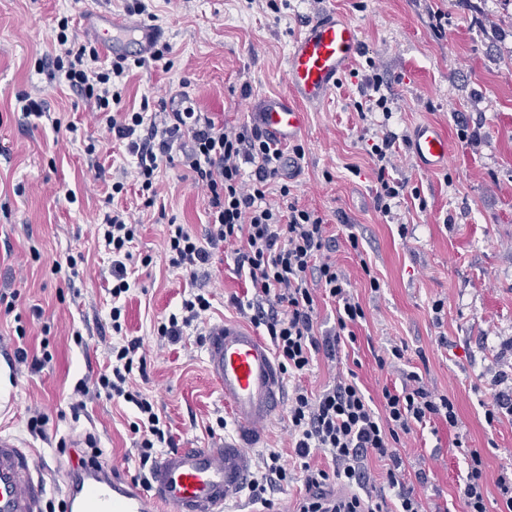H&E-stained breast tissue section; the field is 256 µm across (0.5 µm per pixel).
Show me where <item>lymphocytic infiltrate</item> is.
<instances>
[{
    "label": "lymphocytic infiltrate",
    "instance_id": "lymphocytic-infiltrate-1",
    "mask_svg": "<svg viewBox=\"0 0 512 512\" xmlns=\"http://www.w3.org/2000/svg\"><path fill=\"white\" fill-rule=\"evenodd\" d=\"M70 23L66 16L59 20L48 64L73 92L93 103L98 123L126 141L145 207L156 203L161 166L174 161L189 168L195 184L207 194L209 221L203 236L185 225L168 224L165 243L170 266L197 272L209 264L213 247L235 244V270L249 281L252 295L247 300L235 296L231 302L242 317L265 328L284 376L306 374L316 354L332 359L340 346L355 344L354 328L364 320L365 311L347 276L330 257L336 238L329 235L326 219L301 206L288 184L281 183L277 199L268 197L271 181L281 176L283 152L278 145L259 127L216 124L193 103L159 117L126 110L124 80L131 69L127 58L113 59L110 69H98L96 46L70 37ZM396 152V138L389 134L370 148L378 182L374 204L385 215L406 189L405 183L388 177ZM246 162L254 167L248 178L242 172ZM138 231L127 211L117 208L96 227L97 236L112 249L110 319L119 340L112 345L106 369L77 382L69 408L75 420L90 397L120 399L135 408L130 430L139 463L133 479L145 485L158 449L174 447L175 442L166 420L139 386L147 376L143 343L123 334L119 301L130 290L127 263L133 255L129 246ZM323 297L337 305L336 329L326 336L317 335L315 329L317 305ZM210 307L205 294L190 295L180 312L159 322L158 336L171 343L180 341L187 328L203 323ZM437 421L458 428L455 403L429 389L415 371L406 373L401 387H383L377 404L366 397L351 369L339 373L334 384L320 392L295 386L288 398V428L305 488L295 512H442L439 505L424 501L405 484L404 460L398 451L404 437ZM317 454L330 460L329 468L312 464ZM466 456V482L460 490L464 512H487L484 458L476 449L467 450ZM373 458L388 463L380 478L395 489V505L368 492L377 478L369 468ZM288 479L280 453L271 450L262 455L249 487L263 495L264 506L270 508L274 502L267 498V491ZM332 484L347 488V495L330 498L326 489Z\"/></svg>",
    "mask_w": 512,
    "mask_h": 512
}]
</instances>
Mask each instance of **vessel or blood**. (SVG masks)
I'll return each instance as SVG.
<instances>
[{"label":"vessel or blood","mask_w":512,"mask_h":512,"mask_svg":"<svg viewBox=\"0 0 512 512\" xmlns=\"http://www.w3.org/2000/svg\"><path fill=\"white\" fill-rule=\"evenodd\" d=\"M91 22L106 53L149 57L155 31L125 17L94 13ZM361 46L358 27L332 11L307 25L286 57L288 92L263 100L254 118L274 141L302 136L307 106L335 89ZM419 167L436 170L448 162V139L422 123L410 139ZM206 368L224 395L233 437L204 448H176L155 462L148 488L126 476L118 464L87 465L61 475L66 512H224L237 500L252 471L251 450L266 423L283 408L285 383L270 345L234 321L209 326ZM46 480L36 455L18 437L0 433V512H43Z\"/></svg>","instance_id":"b4317fda"}]
</instances>
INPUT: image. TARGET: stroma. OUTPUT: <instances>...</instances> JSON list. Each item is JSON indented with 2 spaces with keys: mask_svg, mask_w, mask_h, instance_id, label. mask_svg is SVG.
Wrapping results in <instances>:
<instances>
[{
  "mask_svg": "<svg viewBox=\"0 0 512 512\" xmlns=\"http://www.w3.org/2000/svg\"><path fill=\"white\" fill-rule=\"evenodd\" d=\"M156 14L160 41L171 44L172 68L146 60L133 68L126 103L149 112L173 104L186 92L201 110L230 127L251 126L262 100L285 94V59L306 25L338 11L358 26L362 52L336 90L309 107L300 138L305 155L292 180L300 203L317 210L335 231L332 254L355 288L366 318L355 347L343 348L341 363L317 356L303 387L318 391L340 366L355 367L367 396L380 399L383 386L400 383L414 367L429 388L449 395L458 410L459 431L436 422L410 435L400 454L407 472L421 471L416 492L428 501L462 512L460 489L467 474L465 451L485 461L489 512H498L496 480L512 460V416L485 419L493 384L512 371V0H283L280 10L260 0H145ZM126 15V0H0V289L20 294L15 315L0 316V371L9 380L0 400V433H12L35 448L47 471L73 466L59 455V439L94 435L116 461L137 466L129 424L132 406L88 402L79 420L68 415V396L83 376L108 362L117 337L109 312L112 252L95 228L112 207L128 209L141 231L128 263L131 288L123 298L124 332L142 338L148 377L143 387L171 426L177 446L201 447L233 435L209 433L216 417L228 416L220 388L206 369V350L196 329L183 340H159L154 326L178 311L190 293L212 302L207 323L239 320L231 304L246 284L235 272L234 247L222 244L197 274L170 267L165 255L169 220L205 233L208 199L179 164L162 167L158 205L144 208L124 141L98 124L91 103L80 98L37 59L51 53L56 20L71 16L79 39L94 38L88 11ZM442 12L435 23L434 12ZM379 75L390 115L354 108L358 87ZM45 99L49 117L25 116L18 96ZM480 124L477 138L462 121ZM423 122L448 137L446 167L421 171L408 141ZM76 132H69L68 124ZM395 133L399 149L389 175L409 193L383 215L374 207L376 174L368 154L384 132ZM121 181L126 194L112 198ZM75 202H68V195ZM359 239L351 249L348 234ZM84 256L77 269L67 257ZM379 289H371L370 277ZM441 313H434L435 301ZM41 307L42 319L31 316ZM24 324L32 354L49 338L52 359L33 374L14 362L15 327ZM82 343H75V335ZM404 343L405 361L382 369L377 357ZM39 406L49 417L45 438L30 436L26 409ZM281 454L288 484L269 494L291 512L304 493L288 432L287 416L267 423L255 455Z\"/></svg>",
  "mask_w": 512,
  "mask_h": 512,
  "instance_id": "35a3bbf8",
  "label": "stroma"
}]
</instances>
